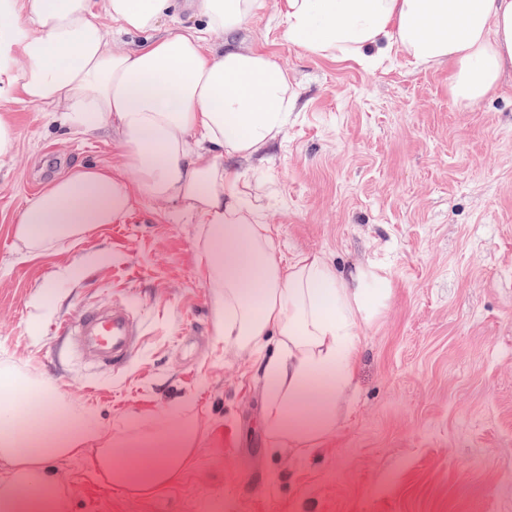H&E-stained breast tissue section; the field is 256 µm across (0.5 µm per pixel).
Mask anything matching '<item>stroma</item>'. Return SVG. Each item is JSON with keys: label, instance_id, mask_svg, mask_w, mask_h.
Instances as JSON below:
<instances>
[{"label": "stroma", "instance_id": "1", "mask_svg": "<svg viewBox=\"0 0 512 512\" xmlns=\"http://www.w3.org/2000/svg\"><path fill=\"white\" fill-rule=\"evenodd\" d=\"M264 0L234 44L272 56L298 91L282 141L233 161L281 261L316 253L384 267L392 297L364 331L355 400L314 452L272 451L255 357L215 333L198 225L153 202L21 258L27 200L117 143L63 138L35 105L1 102L18 138L0 160V362L94 406L105 439L197 442L181 478L117 487L91 457L53 463L67 512H512V72L459 107L447 65L405 53L336 60L289 44ZM78 266L70 280L58 271ZM52 289L48 303L38 291ZM135 312L143 343L121 371L56 336L80 305Z\"/></svg>", "mask_w": 512, "mask_h": 512}]
</instances>
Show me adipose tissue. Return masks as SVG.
Wrapping results in <instances>:
<instances>
[{
	"label": "adipose tissue",
	"mask_w": 512,
	"mask_h": 512,
	"mask_svg": "<svg viewBox=\"0 0 512 512\" xmlns=\"http://www.w3.org/2000/svg\"><path fill=\"white\" fill-rule=\"evenodd\" d=\"M263 0H0V101L43 107L65 134L114 131L124 162L82 166L29 200L15 236L32 255L98 224H117L149 200L199 224L225 343L274 348L258 362L262 423L272 447L318 449L339 428L354 390L362 327L387 308L390 280L373 265L349 275L316 254L276 258L260 206L228 160L272 145L297 94L269 55L211 45ZM192 11L198 25L162 34ZM118 23L109 31L98 21ZM284 35L308 53L364 59L397 49L415 64L449 63L463 106L512 69V0H284ZM94 408L0 365V512H63L49 463L93 453L116 483L165 486L196 436L180 426L135 451L102 447Z\"/></svg>",
	"instance_id": "obj_1"
}]
</instances>
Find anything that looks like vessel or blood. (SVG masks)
Wrapping results in <instances>:
<instances>
[{
	"label": "vessel or blood",
	"instance_id": "1",
	"mask_svg": "<svg viewBox=\"0 0 512 512\" xmlns=\"http://www.w3.org/2000/svg\"><path fill=\"white\" fill-rule=\"evenodd\" d=\"M55 330L71 338L78 355L115 371L127 366L139 346L137 318L128 308L109 301L79 307Z\"/></svg>",
	"mask_w": 512,
	"mask_h": 512
}]
</instances>
